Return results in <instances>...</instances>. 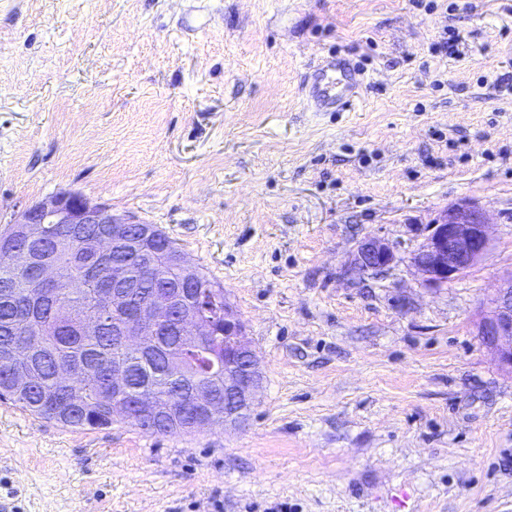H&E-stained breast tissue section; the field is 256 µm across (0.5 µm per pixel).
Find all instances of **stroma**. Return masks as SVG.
Returning a JSON list of instances; mask_svg holds the SVG:
<instances>
[{"label":"stroma","mask_w":512,"mask_h":512,"mask_svg":"<svg viewBox=\"0 0 512 512\" xmlns=\"http://www.w3.org/2000/svg\"><path fill=\"white\" fill-rule=\"evenodd\" d=\"M0 0V229L71 191L224 286L263 380L244 426L71 429L0 401L15 512H512V372L478 322L512 274V0ZM457 34L454 54L430 47ZM365 74L314 112L313 61ZM478 204L442 288L417 230ZM397 244L380 276L347 265ZM421 235L408 261L425 288L459 279L482 261L491 245L487 217L469 201L442 210ZM400 260L396 246L384 239L370 237L357 246L350 266L359 273L381 272L390 269Z\"/></svg>","instance_id":"35a3bbf8"}]
</instances>
